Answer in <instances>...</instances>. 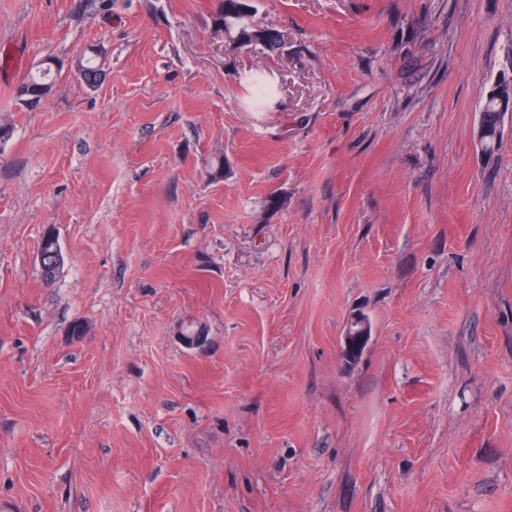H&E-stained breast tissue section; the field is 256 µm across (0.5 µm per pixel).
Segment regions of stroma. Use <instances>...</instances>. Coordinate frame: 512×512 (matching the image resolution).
I'll use <instances>...</instances> for the list:
<instances>
[{"instance_id":"1","label":"stroma","mask_w":512,"mask_h":512,"mask_svg":"<svg viewBox=\"0 0 512 512\" xmlns=\"http://www.w3.org/2000/svg\"><path fill=\"white\" fill-rule=\"evenodd\" d=\"M216 6L0 0V512H512V0ZM253 0H218L215 23L231 37L229 47L240 49L256 42L264 47L277 44L278 35L273 30L254 31L246 20L253 10ZM51 68L47 67L35 73H28L16 87V95L24 101H40L47 97L52 89ZM484 102L481 111L480 123L477 132V143L483 154H494L500 140L501 119L509 107H501L499 99L495 96H483ZM365 317L362 314H355L351 316L347 323L346 336H344V352H346L345 358L348 361L357 359L369 340L370 328L367 322L368 318Z\"/></svg>"}]
</instances>
